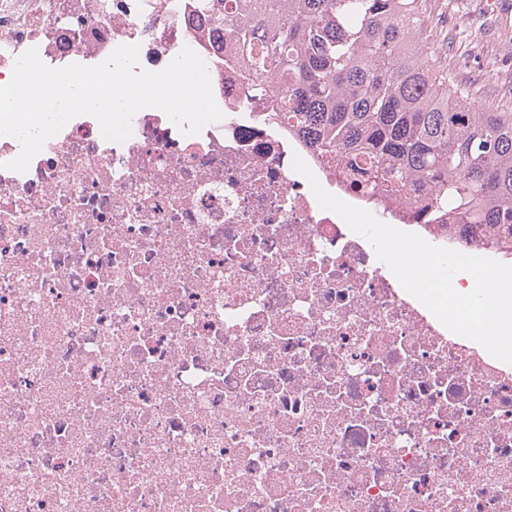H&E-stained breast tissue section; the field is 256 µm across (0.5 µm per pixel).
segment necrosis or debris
<instances>
[{
    "mask_svg": "<svg viewBox=\"0 0 512 512\" xmlns=\"http://www.w3.org/2000/svg\"><path fill=\"white\" fill-rule=\"evenodd\" d=\"M215 40L191 0H0V85L31 48L159 71L188 47L223 114L186 135L144 108L122 143L80 115L23 173L0 137V512H512V365L320 209L294 156L364 202L240 109Z\"/></svg>",
    "mask_w": 512,
    "mask_h": 512,
    "instance_id": "necrosis-or-debris-1",
    "label": "necrosis or debris"
}]
</instances>
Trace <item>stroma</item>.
<instances>
[{"instance_id":"35a3bbf8","label":"stroma","mask_w":512,"mask_h":512,"mask_svg":"<svg viewBox=\"0 0 512 512\" xmlns=\"http://www.w3.org/2000/svg\"><path fill=\"white\" fill-rule=\"evenodd\" d=\"M437 52L453 71L464 96L482 108L512 110V8H489L487 0H432Z\"/></svg>"}]
</instances>
